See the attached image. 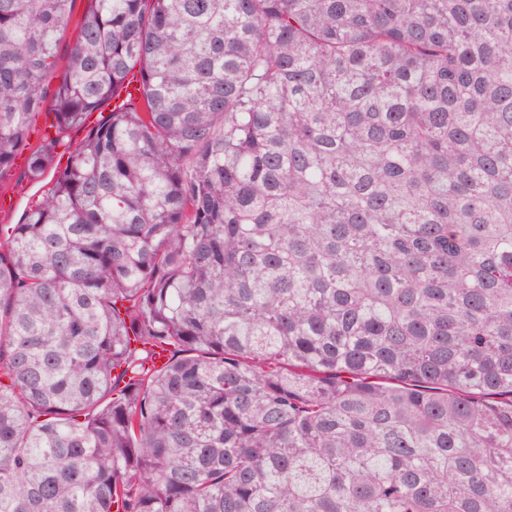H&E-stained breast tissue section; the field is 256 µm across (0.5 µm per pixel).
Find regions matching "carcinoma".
Segmentation results:
<instances>
[{"label":"carcinoma","mask_w":512,"mask_h":512,"mask_svg":"<svg viewBox=\"0 0 512 512\" xmlns=\"http://www.w3.org/2000/svg\"><path fill=\"white\" fill-rule=\"evenodd\" d=\"M0 0V512H512V0ZM170 352L160 368L153 349ZM87 0H76L73 3L68 22L61 29L57 45L56 55L59 70H64L68 64L69 53L72 44L80 34V19L86 10ZM112 108L113 103L111 98L101 107V109L93 112L87 118L83 128L77 130L75 129L69 132L68 136L66 137V141L70 145V151L74 150L79 146L88 129L99 123V120H95V117L98 116V119H101L102 116L107 117L110 114V112H112ZM23 165H14L10 169L3 171L0 177V193H13L17 199L16 209L7 216L0 214L1 224H17L24 211L33 203L40 199L49 187L51 174L47 173L45 180L40 184H31L22 177Z\"/></svg>","instance_id":"cac0c4a2"}]
</instances>
